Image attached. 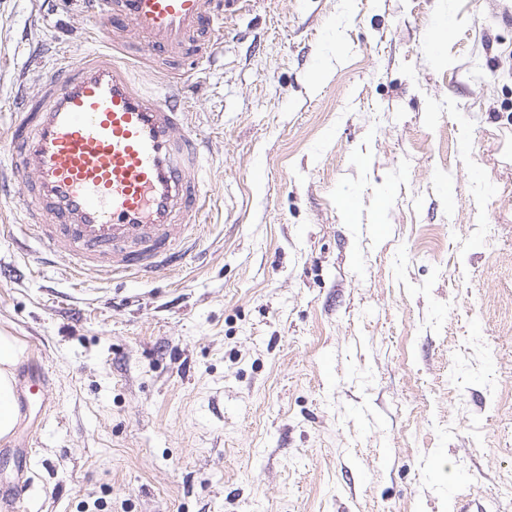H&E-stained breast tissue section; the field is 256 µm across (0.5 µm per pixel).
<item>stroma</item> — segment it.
<instances>
[{
	"instance_id": "obj_1",
	"label": "stroma",
	"mask_w": 512,
	"mask_h": 512,
	"mask_svg": "<svg viewBox=\"0 0 512 512\" xmlns=\"http://www.w3.org/2000/svg\"><path fill=\"white\" fill-rule=\"evenodd\" d=\"M98 30L0 0V122ZM189 103L176 273L76 278L0 203L26 512H512V0H251ZM47 381V372L44 369H38L27 373V378L19 382L15 400L18 412L27 414L33 405V397L38 396L40 405L43 404V389Z\"/></svg>"
}]
</instances>
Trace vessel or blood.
I'll list each match as a JSON object with an SVG mask.
<instances>
[{"label":"vessel or blood","instance_id":"b4317fda","mask_svg":"<svg viewBox=\"0 0 512 512\" xmlns=\"http://www.w3.org/2000/svg\"><path fill=\"white\" fill-rule=\"evenodd\" d=\"M99 44L63 59L0 129V198L27 235L77 275L141 279L180 264L202 221L210 163L179 68L224 42V0H83ZM45 370L19 382L16 406L42 396Z\"/></svg>","mask_w":512,"mask_h":512}]
</instances>
